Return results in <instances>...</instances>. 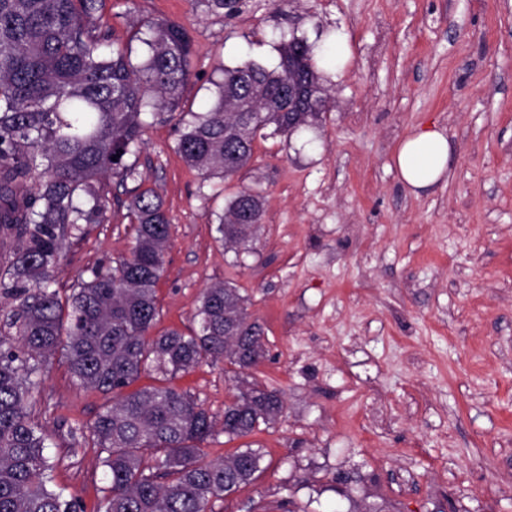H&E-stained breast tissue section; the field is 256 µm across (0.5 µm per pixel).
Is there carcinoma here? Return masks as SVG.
Wrapping results in <instances>:
<instances>
[{
    "mask_svg": "<svg viewBox=\"0 0 512 512\" xmlns=\"http://www.w3.org/2000/svg\"><path fill=\"white\" fill-rule=\"evenodd\" d=\"M104 0H0V233L21 239L0 290L15 306L17 342L0 336V512H78L79 502L50 486L47 437L31 423L28 397L60 352L79 383L112 395L89 427L108 476L99 512H214V503L252 483L260 450L246 445L206 462L209 413L169 382L204 361L241 370L263 358L264 336L246 297L230 282L204 290L190 335H150L159 315L156 286L164 273L169 220L162 198L135 187V245L112 267L92 270L66 301L50 282L62 242L82 224H101L105 204L96 183L107 175L136 181L147 121L173 111L193 76V40L183 26L146 18L133 39L112 45L97 25ZM310 46L282 45L268 70L252 61L226 68L214 102L181 131L178 153L208 178L228 179L253 159L254 141L273 126L291 133L318 122L305 101L325 102ZM263 216L260 192L238 191L216 228L226 247H248ZM33 361L26 375L17 361ZM154 372L158 384L129 387ZM283 411L276 390L237 379L224 408V436H250Z\"/></svg>",
    "mask_w": 512,
    "mask_h": 512,
    "instance_id": "carcinoma-1",
    "label": "carcinoma"
}]
</instances>
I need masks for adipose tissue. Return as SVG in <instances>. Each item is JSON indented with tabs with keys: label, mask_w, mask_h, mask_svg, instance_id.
Instances as JSON below:
<instances>
[{
	"label": "adipose tissue",
	"mask_w": 512,
	"mask_h": 512,
	"mask_svg": "<svg viewBox=\"0 0 512 512\" xmlns=\"http://www.w3.org/2000/svg\"><path fill=\"white\" fill-rule=\"evenodd\" d=\"M316 65L326 75L340 73L351 59L348 36L336 31L312 49ZM448 138L438 128H424L407 134L399 143L394 162L402 182L412 193L429 189L443 179L451 157Z\"/></svg>",
	"instance_id": "ef3b65f1"
}]
</instances>
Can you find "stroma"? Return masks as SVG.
I'll use <instances>...</instances> for the list:
<instances>
[{
    "label": "stroma",
    "mask_w": 512,
    "mask_h": 512,
    "mask_svg": "<svg viewBox=\"0 0 512 512\" xmlns=\"http://www.w3.org/2000/svg\"><path fill=\"white\" fill-rule=\"evenodd\" d=\"M141 17L183 25L195 66L135 157L170 221L152 332L190 334L204 289L232 282L264 333L243 375L283 393L278 420L249 438L262 472L214 512H512V0H241L230 16L197 0H106L100 23L124 44ZM338 28L352 58L322 78L331 100L316 125L265 129L230 179L186 164L179 132L224 68L275 69L284 41ZM426 126L453 152L417 196L393 158ZM245 187L264 197L262 224L250 249L228 251L216 227ZM100 191L104 222L64 243L60 296L134 245L117 178ZM174 384L219 421L234 394L221 362ZM104 401L60 354L28 401L52 486L83 512H99L107 485L89 436Z\"/></svg>",
    "instance_id": "obj_1"
}]
</instances>
